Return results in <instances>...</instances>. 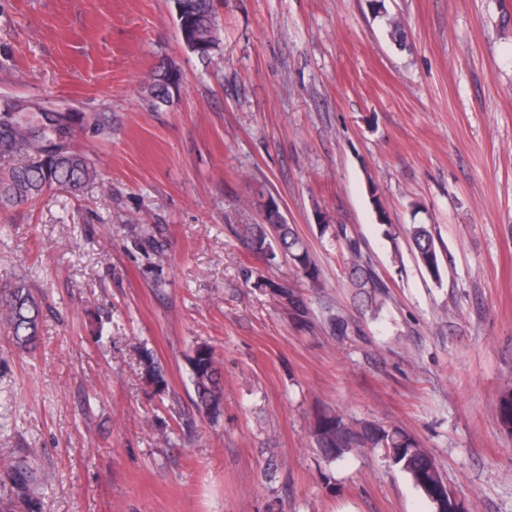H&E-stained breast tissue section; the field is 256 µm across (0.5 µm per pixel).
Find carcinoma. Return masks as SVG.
<instances>
[{"instance_id":"obj_1","label":"carcinoma","mask_w":512,"mask_h":512,"mask_svg":"<svg viewBox=\"0 0 512 512\" xmlns=\"http://www.w3.org/2000/svg\"><path fill=\"white\" fill-rule=\"evenodd\" d=\"M175 19L184 48L200 61L211 59L218 46L215 0H173ZM180 68L169 62L153 72L142 88L143 99L156 109L180 90ZM79 121L78 113L49 109L31 101H13L0 107V157L13 161L0 175V207L32 201L57 186L71 193L97 177L94 163L70 145L69 136ZM263 223L241 225L248 249L267 260L276 252L288 256L302 278L315 286L321 271L292 225L288 224L275 199L262 205ZM137 245L146 252L158 253L163 244L149 230L140 229ZM410 234L419 265L431 276L440 277L441 259L431 230L424 224L412 226ZM334 238L346 256V276L355 296L373 310L385 285L364 260L358 239L346 226L336 225ZM255 285L270 289L302 322L308 308L288 281L257 279ZM0 321L7 326V339L18 350L30 353L37 348L42 327V302L25 278H17L0 290ZM197 410L210 419L218 418L224 408L222 366L214 348L195 344L187 357ZM141 378L155 393L168 388L166 372L154 355L145 349L140 355ZM498 420L503 431L512 434V385L500 394ZM314 437L322 456L328 460L342 457L355 448H382L412 484L434 506V512H446L447 504L436 498L434 488L443 476L434 459L420 447L415 437L399 427H356L334 410H323L315 419Z\"/></svg>"}]
</instances>
